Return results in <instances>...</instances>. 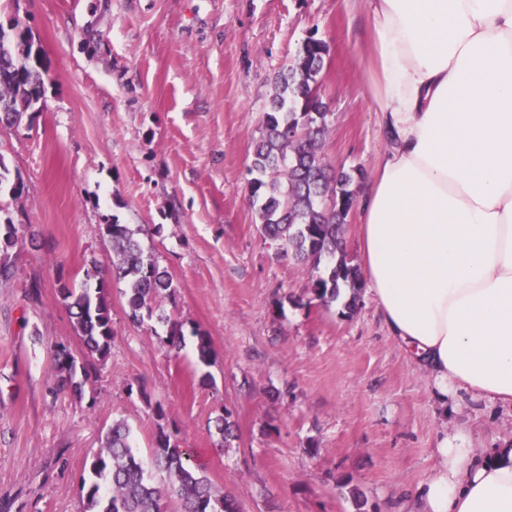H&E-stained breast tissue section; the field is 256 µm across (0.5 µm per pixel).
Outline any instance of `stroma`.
Here are the masks:
<instances>
[{"instance_id": "1", "label": "stroma", "mask_w": 512, "mask_h": 512, "mask_svg": "<svg viewBox=\"0 0 512 512\" xmlns=\"http://www.w3.org/2000/svg\"><path fill=\"white\" fill-rule=\"evenodd\" d=\"M51 77L32 125L0 132L22 235L0 280V512H83L81 479L112 421L149 459L176 431L242 512H401L449 427L512 446V406L442 402L391 338L368 291L354 312L313 301L311 269L280 259L247 198L273 81L309 35L329 53L317 85L331 169L372 180L386 148L369 87L371 24L347 0H0ZM139 227L173 277L158 314L132 321L110 290L114 338L83 396L52 392V350H79L58 280L81 282ZM40 281L41 294L29 285ZM181 325L178 357L157 347ZM211 340L207 359L197 332ZM234 425L223 439L219 418Z\"/></svg>"}]
</instances>
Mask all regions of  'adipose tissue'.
Instances as JSON below:
<instances>
[{
  "label": "adipose tissue",
  "instance_id": "ef3b65f1",
  "mask_svg": "<svg viewBox=\"0 0 512 512\" xmlns=\"http://www.w3.org/2000/svg\"><path fill=\"white\" fill-rule=\"evenodd\" d=\"M387 144L361 266L441 396L512 405V0H366ZM412 512H512V447L444 431Z\"/></svg>",
  "mask_w": 512,
  "mask_h": 512
}]
</instances>
